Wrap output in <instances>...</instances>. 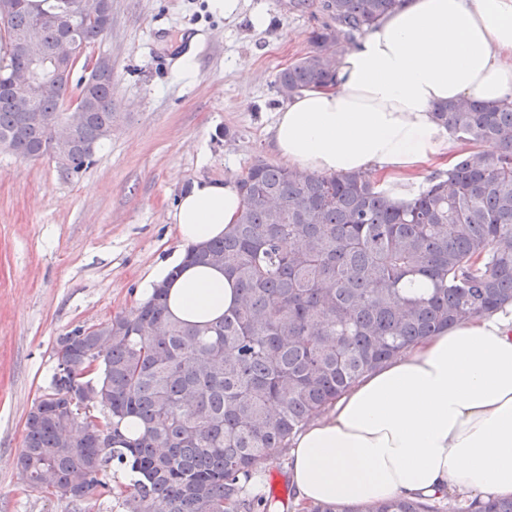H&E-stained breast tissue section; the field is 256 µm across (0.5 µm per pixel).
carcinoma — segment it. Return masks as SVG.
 <instances>
[{
	"label": "carcinoma",
	"instance_id": "cac0c4a2",
	"mask_svg": "<svg viewBox=\"0 0 512 512\" xmlns=\"http://www.w3.org/2000/svg\"><path fill=\"white\" fill-rule=\"evenodd\" d=\"M79 0H9L0 12V148L57 163L49 124L21 110L14 70L35 57L16 40L45 13ZM405 0H288L319 14L312 50L280 70L287 98L334 83L345 51ZM99 16L73 31L83 58L106 33ZM74 66L51 68L32 112L68 110ZM84 110L59 170L95 163L112 122V72L81 76ZM438 121L471 146L401 205L366 173H296L257 158L238 177L242 202L223 237L187 248L184 262L224 271L241 303L205 326L168 311L167 290L128 313L57 341L49 390L25 421L18 466L27 488L80 512L115 498L123 512H270L251 482L288 441L361 377L412 343L512 303V100L461 99ZM135 418L142 432L128 437ZM135 476L112 486L107 472ZM306 512H438L428 501L367 507L322 502ZM468 512H512V500L476 497Z\"/></svg>",
	"mask_w": 512,
	"mask_h": 512
}]
</instances>
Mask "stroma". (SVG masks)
Wrapping results in <instances>:
<instances>
[{
    "mask_svg": "<svg viewBox=\"0 0 512 512\" xmlns=\"http://www.w3.org/2000/svg\"><path fill=\"white\" fill-rule=\"evenodd\" d=\"M318 24L286 0H238L231 15L212 0H113L112 29L91 50L112 61L115 112L95 164L66 178L0 149V512H72L26 491L17 466L58 337L130 311L139 281L183 258L171 215L195 180L279 163L276 75L311 51ZM252 491L274 498L272 512H299L288 462Z\"/></svg>",
    "mask_w": 512,
    "mask_h": 512,
    "instance_id": "1",
    "label": "stroma"
}]
</instances>
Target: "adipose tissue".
<instances>
[{
  "label": "adipose tissue",
  "instance_id": "adipose-tissue-1",
  "mask_svg": "<svg viewBox=\"0 0 512 512\" xmlns=\"http://www.w3.org/2000/svg\"><path fill=\"white\" fill-rule=\"evenodd\" d=\"M512 98V0H407L341 60L333 85L294 95L270 129L289 169L376 173L408 201L423 172L447 168L453 131L438 104ZM233 180L195 181L172 215L183 246L224 236ZM159 263L136 290H168L174 318L200 324L239 303L237 283L200 264ZM298 503L396 496L512 498V305L459 322L360 379L290 442Z\"/></svg>",
  "mask_w": 512,
  "mask_h": 512
}]
</instances>
